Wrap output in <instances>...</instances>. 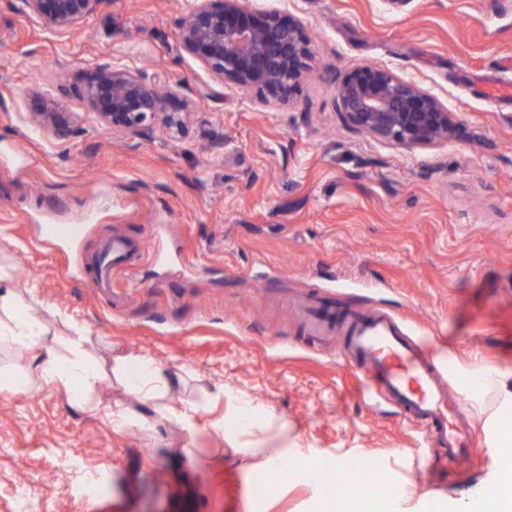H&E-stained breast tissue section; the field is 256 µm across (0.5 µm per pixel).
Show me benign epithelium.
Returning a JSON list of instances; mask_svg holds the SVG:
<instances>
[{
  "instance_id": "1",
  "label": "benign epithelium",
  "mask_w": 512,
  "mask_h": 512,
  "mask_svg": "<svg viewBox=\"0 0 512 512\" xmlns=\"http://www.w3.org/2000/svg\"><path fill=\"white\" fill-rule=\"evenodd\" d=\"M103 0H25L31 19L66 34L80 26ZM183 49L218 80L256 93L270 105L291 101L308 70L310 41L300 19L248 8L244 0H190L179 23ZM185 88L151 81L105 59L96 64L86 97L100 125L117 133L146 136L157 128L182 137L190 112ZM30 125L58 142H69L80 117L48 91ZM339 113L349 127L405 149L446 143L454 135V113L416 82L392 70L365 65L336 88Z\"/></svg>"
}]
</instances>
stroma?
I'll use <instances>...</instances> for the list:
<instances>
[{"label":"stroma","instance_id":"stroma-1","mask_svg":"<svg viewBox=\"0 0 512 512\" xmlns=\"http://www.w3.org/2000/svg\"><path fill=\"white\" fill-rule=\"evenodd\" d=\"M301 18L311 73L292 103L271 107L222 83L179 44L188 0H103L76 30L29 19L0 0V265L50 328L47 346L85 338L107 375L93 402L150 416L116 426L52 385L13 392L32 357L0 343V512L29 478L49 512H329L290 471L300 455L368 459L386 487L381 512H442L497 483L501 417L512 403L478 395L471 371L512 383V0H246ZM110 58L191 89L187 134L132 137L101 129L82 96ZM390 69L455 113L448 142L406 150L352 131L338 83L363 65ZM81 116L68 143L35 132L36 91ZM54 224H84L73 243ZM115 235L136 244L135 287L95 286L94 259ZM382 309L448 345V377L467 388L480 435L470 458L404 423L393 403L358 394L336 343L303 335L291 300ZM145 358L175 381L151 404L128 390L118 359ZM261 410L253 428L222 427L233 396ZM193 413L192 426L173 410ZM281 449L270 467L266 449ZM97 470L101 488L79 489ZM264 480V505L248 488ZM408 485L415 497L397 498Z\"/></svg>","mask_w":512,"mask_h":512}]
</instances>
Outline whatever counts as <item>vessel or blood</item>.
<instances>
[{"mask_svg":"<svg viewBox=\"0 0 512 512\" xmlns=\"http://www.w3.org/2000/svg\"><path fill=\"white\" fill-rule=\"evenodd\" d=\"M130 251L123 240L110 242L96 264L97 288L111 290L116 275L130 273ZM299 310L310 335L341 337L344 352L358 363L365 394L389 398L406 423L423 427L446 448L449 462L473 454L478 437L464 395L450 386L428 341L413 339L401 320L383 311L331 312L312 295Z\"/></svg>","mask_w":512,"mask_h":512,"instance_id":"vessel-or-blood-1","label":"vessel or blood"}]
</instances>
